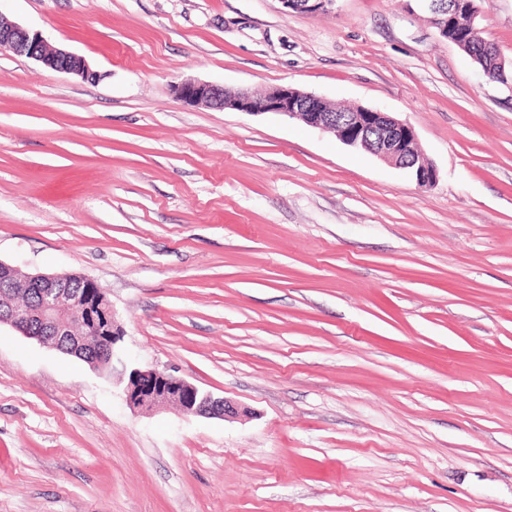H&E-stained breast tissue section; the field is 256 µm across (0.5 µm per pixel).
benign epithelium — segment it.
<instances>
[{
    "mask_svg": "<svg viewBox=\"0 0 512 512\" xmlns=\"http://www.w3.org/2000/svg\"><path fill=\"white\" fill-rule=\"evenodd\" d=\"M431 15L439 36L462 50L469 37L455 31L460 0H417ZM285 8L302 13L326 11L335 0H281ZM0 49L34 59L60 73L72 74L85 82L98 78L85 59L62 48H51L41 35L19 24L0 20ZM175 96L187 105H205L250 115L277 114L330 133L343 144L360 148L398 168L413 173L417 183L432 187L438 178L436 167L416 147L411 126L377 108L360 107L358 112L336 114L324 110L325 99L290 86L275 88L259 97L247 89L231 90L222 85L185 80L174 86ZM17 269L0 261V288H36L40 303L32 310L15 306L0 311V324H7L21 335L47 343L46 337H76L78 344L90 346L97 354L92 366H109L114 346L120 340L115 329L114 311L108 298L96 291L94 280L73 273H37L16 276ZM90 327L96 336H79L78 328ZM126 404L134 411H152L175 404L186 415L233 417L240 415L231 401L205 391L193 383L155 368L136 366L127 373L124 387Z\"/></svg>",
    "mask_w": 512,
    "mask_h": 512,
    "instance_id": "obj_1",
    "label": "benign epithelium"
}]
</instances>
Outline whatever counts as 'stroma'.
Wrapping results in <instances>:
<instances>
[{"instance_id":"35a3bbf8","label":"stroma","mask_w":512,"mask_h":512,"mask_svg":"<svg viewBox=\"0 0 512 512\" xmlns=\"http://www.w3.org/2000/svg\"><path fill=\"white\" fill-rule=\"evenodd\" d=\"M478 24L512 66V0ZM0 260L110 300L112 374L0 325V512H512V86L408 0H0ZM187 79L393 113L431 188ZM238 405L131 410L124 365ZM0 49L34 59L60 73L72 74L85 82L98 78L82 56L62 48H50L38 32L0 20Z\"/></svg>"}]
</instances>
